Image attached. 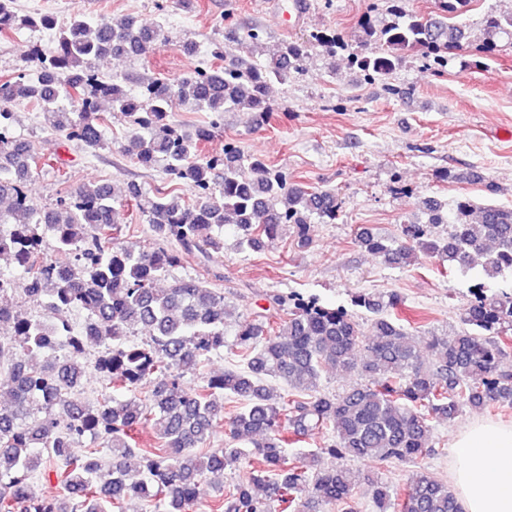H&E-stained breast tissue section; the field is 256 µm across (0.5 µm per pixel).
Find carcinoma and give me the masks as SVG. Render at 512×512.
<instances>
[{"mask_svg":"<svg viewBox=\"0 0 512 512\" xmlns=\"http://www.w3.org/2000/svg\"><path fill=\"white\" fill-rule=\"evenodd\" d=\"M16 2L0 0V36L21 28L54 29L56 47L30 53L37 78L21 71L0 83V108L27 99L50 118L54 131L95 152L108 147L102 134L106 115L89 109L88 98L104 99L112 111L150 130L125 151L143 167L163 163L172 191L150 197L130 182L117 195L104 184H90L42 207L30 188L37 166L33 144L0 129V203H7L0 224L10 226L0 237V260L23 274L25 294L45 298L49 315L47 322L15 316L17 279L5 275L0 367L8 366L10 380L0 395L8 394L11 406L0 410V512H125L131 500L145 502L149 512H187L202 478L220 477L250 456L257 466L212 512H273L275 501L281 512H318L323 504L347 501L363 482L371 487L377 512H463L453 490L427 476L416 477L400 498L376 473L324 467L320 452L293 454L289 445L329 427L336 438L328 449L332 455L376 465L411 463L428 450L429 420H451L465 407L512 404V370L501 369L505 335L512 331V293L489 295L481 283L471 288L462 328L449 339L431 337L429 367L412 334L388 315L373 321L372 339L365 343L346 309L326 307L315 297L276 295L273 303L287 312L273 334L266 319L241 325L238 343L246 367L187 391L176 372L194 373L224 349L229 305L199 278L175 279L162 289L156 283L179 263V252L224 247L216 231L226 224L236 225L240 247L249 249L274 242L283 225L295 224L301 233L297 244L305 247L311 216L332 224L340 212L335 192L304 187L245 157L235 140L225 141L218 157L204 154L224 113H268L270 84L301 71L313 46L330 57L338 48L346 51L349 65L370 84L387 80L413 56L441 77L448 53L469 45L488 53L497 37H512V12L485 13L476 36L463 19L477 0H436L435 21L404 11L402 0H384L369 11L385 14L361 21L350 44L317 31L306 41L269 47L263 30L243 33L227 25L214 51L224 65L196 67L176 81L152 78L132 95L114 78L88 81L93 61L139 56L160 46L162 27L146 30L132 16L113 21L82 13L59 26L47 15L19 14ZM242 36L266 53L265 63L232 53L230 44ZM176 99L207 113L208 120L193 131L168 121ZM185 188L194 203L175 194ZM130 205L156 239L177 248L145 251L115 244L117 207ZM431 212L436 219L429 224L403 225L401 242L364 232L361 245L388 264H409L419 249L448 258L455 268L480 266L488 277L512 272V207H477L465 199L450 219L439 201ZM439 222L448 225V235L432 239L430 228ZM47 228L60 260L47 255ZM353 305L378 313L396 308L399 300L393 294L386 300L358 294ZM74 311L85 316L83 336L71 331ZM143 330L149 339L133 342ZM87 339L100 349L93 360L80 354L79 343ZM357 368L368 383L338 395L321 391L324 372ZM90 374L106 382L94 403L78 398ZM273 382L285 386L279 405L273 402ZM227 395L245 401L247 409L230 422L224 447L199 456L194 449L207 444L224 421ZM146 426L156 430L158 446L139 452L136 435ZM85 436L92 445L74 455L71 446ZM41 467L55 475L62 493L34 491Z\"/></svg>","mask_w":512,"mask_h":512,"instance_id":"cac0c4a2","label":"carcinoma"}]
</instances>
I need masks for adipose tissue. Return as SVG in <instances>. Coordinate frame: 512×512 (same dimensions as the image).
I'll use <instances>...</instances> for the list:
<instances>
[{
	"label": "adipose tissue",
	"mask_w": 512,
	"mask_h": 512,
	"mask_svg": "<svg viewBox=\"0 0 512 512\" xmlns=\"http://www.w3.org/2000/svg\"><path fill=\"white\" fill-rule=\"evenodd\" d=\"M464 512H512V422L476 420L451 441Z\"/></svg>",
	"instance_id": "adipose-tissue-1"
}]
</instances>
